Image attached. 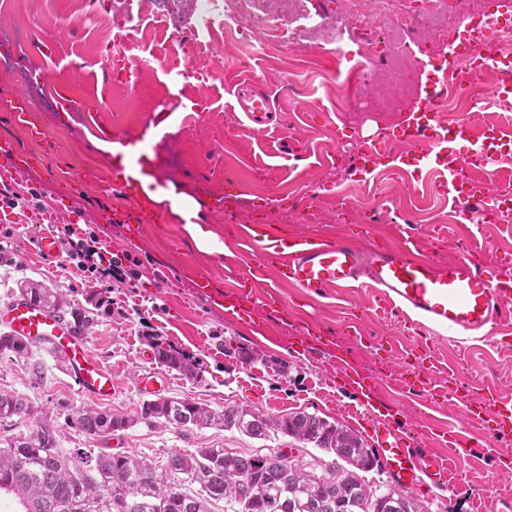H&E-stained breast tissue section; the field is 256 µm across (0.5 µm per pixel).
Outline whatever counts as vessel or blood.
<instances>
[{
	"label": "vessel or blood",
	"instance_id": "1",
	"mask_svg": "<svg viewBox=\"0 0 512 512\" xmlns=\"http://www.w3.org/2000/svg\"><path fill=\"white\" fill-rule=\"evenodd\" d=\"M501 20L468 25L455 44L456 49L472 57L477 71L487 69L512 70V58L484 54L495 26ZM238 109L255 125L266 127L275 113L269 99L261 94L259 81L248 77L232 85ZM435 96H427L417 111L396 126H385L362 141L361 175L373 174L384 164L395 167L411 166L431 159L441 163L445 176L441 188L461 201L462 218L478 224L494 213L503 202L502 196L487 197L486 187L472 175L474 166H485L512 154V140L480 128L470 122L451 126L440 124L434 114ZM34 104L27 99L11 106L13 119L25 125L32 138H39L40 129L32 125ZM403 142L405 152L394 153V142ZM108 189L121 196L125 207L117 217L127 224L168 223L165 204L155 202L143 191L140 181L125 176L121 168L110 171ZM48 218L53 230L39 232L32 240L31 250L42 261L55 260L59 254L60 233L70 228L71 219L62 206H55ZM239 243L261 254L275 257L278 281L297 288L304 296L324 297L340 288H375L381 306L400 317L406 327L431 325L455 336L470 337L488 328L512 324V279L496 275L475 253L439 265L428 257L418 235L402 229L397 245H379L370 220H361L353 234L325 230L300 234L271 231L261 233L254 225H242ZM258 298L242 295L240 300L226 305L227 319L240 321L257 310ZM0 325L10 334L31 341H44L63 352L72 376L83 391L97 397L112 393V373L91 354L88 342L74 338L69 325L42 306L26 299L13 302L0 313ZM427 354L415 356L412 370L402 372L398 385L408 390L428 385L425 374ZM336 370L347 388L356 395L361 408H369L379 398L377 382L365 377L344 357H337ZM493 413L497 426L512 425V407L495 408L493 397L477 402H465L464 414L475 419ZM372 439L376 454L395 486L401 489H422L425 484L445 485L449 490L460 489L461 483L453 471L451 459L468 451L463 434H456L447 455L421 447L415 437L395 427L390 418L375 417Z\"/></svg>",
	"mask_w": 512,
	"mask_h": 512
}]
</instances>
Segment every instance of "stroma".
Here are the masks:
<instances>
[{
	"instance_id": "35a3bbf8",
	"label": "stroma",
	"mask_w": 512,
	"mask_h": 512,
	"mask_svg": "<svg viewBox=\"0 0 512 512\" xmlns=\"http://www.w3.org/2000/svg\"><path fill=\"white\" fill-rule=\"evenodd\" d=\"M277 11L276 27L263 37L246 16L232 29L217 16L198 18L195 0H0V141L13 140L40 158L16 192L37 189L44 206H51L65 193L67 170L84 168L85 189L68 195L75 232L95 233L113 260L140 261L134 284L103 283L66 256L49 263L29 251L30 235L42 229L36 209L0 214V306L18 299L20 288L31 282L64 295L89 316L85 336L91 353L112 372V394L100 398L80 389L67 360L49 346H31L23 360H0V391L20 394L51 419L61 448L134 454L156 464L171 452L198 448L281 451L317 471L336 461L314 445L274 431L256 439L220 423L183 428L139 420L141 404L157 398L187 400L217 413L229 406L274 418L305 411L351 428L362 440L370 438L367 417L351 413L356 397L337 377L331 352L296 337L292 323L262 310L256 328L243 327L196 292L193 278L202 275L216 292L230 294L238 278L252 274L250 259L228 266L223 255L198 251L179 220L146 225L138 237L128 236L122 224L100 220L110 205L101 187L110 154L99 141L111 131L138 140L141 128L169 101L180 105L160 127L170 156L161 178L182 183L195 199L214 201L225 180L236 179L248 199L279 195L298 201L294 210H266L262 218L269 224L306 229L301 208L308 204L316 229L334 230L339 218L353 221L382 206L409 217L436 261L460 257L473 245L491 265L502 253H512V215L463 223L457 205L439 187L443 168L435 162L417 165L410 176L382 166L360 180L354 156L359 139L400 123L421 99L410 98L402 113L342 111L348 89L336 72V47L304 27L319 19L330 27L349 26L352 18L342 14L339 0H305L297 16L290 0H279ZM119 55L137 63L135 84L113 78L109 64ZM39 72L46 76L40 83ZM246 75L261 79L282 124L253 131L232 112L231 85ZM57 85L73 91L79 111H57ZM14 98L36 103L41 141L28 140L13 121L7 104ZM335 127L345 130V141L332 135ZM340 199L347 204L342 217L336 212ZM279 290L288 309H304L362 370H378L387 378L400 374L404 351L420 346L433 355L432 372L440 381L463 386L471 399L490 386L512 402V327L464 342L431 326L408 335L403 322L384 315L367 289L336 291L309 303L289 285ZM152 336L200 359L202 380L157 364L148 342ZM252 351L262 353L263 361L248 362ZM81 407L106 410L132 424L92 438L68 425ZM375 411L443 455L448 449L440 442L442 434L461 430L471 440L472 451L455 463L462 490L421 494L431 512H482L488 496L512 492V470L498 460L501 451L512 449V431L496 433L477 421L462 422L457 405L433 404L390 385Z\"/></svg>"
}]
</instances>
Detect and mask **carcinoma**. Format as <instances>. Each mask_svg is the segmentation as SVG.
Returning <instances> with one entry per match:
<instances>
[{"instance_id": "carcinoma-1", "label": "carcinoma", "mask_w": 512, "mask_h": 512, "mask_svg": "<svg viewBox=\"0 0 512 512\" xmlns=\"http://www.w3.org/2000/svg\"><path fill=\"white\" fill-rule=\"evenodd\" d=\"M24 295L67 320L75 334H84L88 316L62 295L37 284L28 286ZM151 347L160 365L202 379V361L157 339ZM28 354L29 342L22 337L0 335V358ZM25 416L35 418L36 429L0 448V491L17 495L26 512H209L220 501L230 512H425L422 502L404 491L368 484L365 474L378 466L373 449L350 428L315 413L272 418L226 407L216 414L184 400L158 398L142 404L140 417L178 427L219 420L252 438L276 430L335 455L338 464L319 473L281 451L233 454L198 448L173 452L162 465L134 455L67 451L59 447L55 426L38 416L24 397L0 393V426ZM69 425L104 438L128 427L130 420L86 408L76 411ZM189 484L198 485V491H187Z\"/></svg>"}]
</instances>
